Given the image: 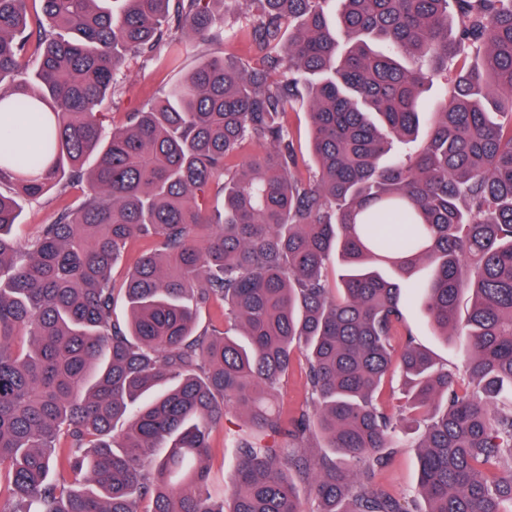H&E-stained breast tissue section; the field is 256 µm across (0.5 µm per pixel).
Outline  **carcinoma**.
Here are the masks:
<instances>
[{
    "label": "carcinoma",
    "instance_id": "1",
    "mask_svg": "<svg viewBox=\"0 0 512 512\" xmlns=\"http://www.w3.org/2000/svg\"><path fill=\"white\" fill-rule=\"evenodd\" d=\"M229 14L252 64L209 50ZM189 45L192 70L106 131L121 66ZM425 64L451 75L436 109ZM1 112L19 145L0 151V512H305L303 487L314 512H512V0H0ZM84 180L93 195L17 241L23 202ZM133 238L152 248L118 286ZM215 301L246 343L198 327ZM414 303L463 338L467 382L416 344ZM298 354L308 404L286 421ZM230 405L226 509L205 460ZM407 430L419 479L398 498L374 478ZM288 126L290 133L295 145V148L305 152L306 136H307V125L306 115L303 111L288 112ZM405 392L397 373L391 372L387 384L384 403L390 414H397L404 410L406 405Z\"/></svg>",
    "mask_w": 512,
    "mask_h": 512
}]
</instances>
